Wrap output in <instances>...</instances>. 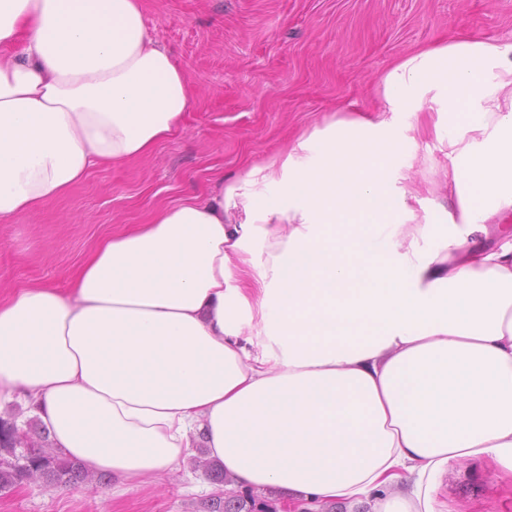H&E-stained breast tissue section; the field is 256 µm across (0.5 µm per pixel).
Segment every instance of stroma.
Wrapping results in <instances>:
<instances>
[{
	"instance_id": "stroma-1",
	"label": "stroma",
	"mask_w": 512,
	"mask_h": 512,
	"mask_svg": "<svg viewBox=\"0 0 512 512\" xmlns=\"http://www.w3.org/2000/svg\"><path fill=\"white\" fill-rule=\"evenodd\" d=\"M146 22L189 80L180 127L145 158L92 170L59 200L0 224V286L66 287L104 235L148 223L160 206L201 198L235 179L332 111L380 109L373 92L396 59L449 36L512 37V0H142ZM422 204L448 193L432 138L405 172ZM488 464L449 471L448 512H512V481ZM111 481L48 488L32 480L0 493V512H199L216 487L197 468L164 485L112 497Z\"/></svg>"
}]
</instances>
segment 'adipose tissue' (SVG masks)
<instances>
[{
    "mask_svg": "<svg viewBox=\"0 0 512 512\" xmlns=\"http://www.w3.org/2000/svg\"><path fill=\"white\" fill-rule=\"evenodd\" d=\"M380 112L103 237L67 288L0 294V401L119 497L196 449L289 512H442L512 476V39L399 58ZM192 103L141 0H0V223L147 156ZM448 197L415 208L423 124ZM486 461L448 471L442 478L440 499L447 512H512V481L493 484L483 479Z\"/></svg>",
    "mask_w": 512,
    "mask_h": 512,
    "instance_id": "ef3b65f1",
    "label": "adipose tissue"
}]
</instances>
